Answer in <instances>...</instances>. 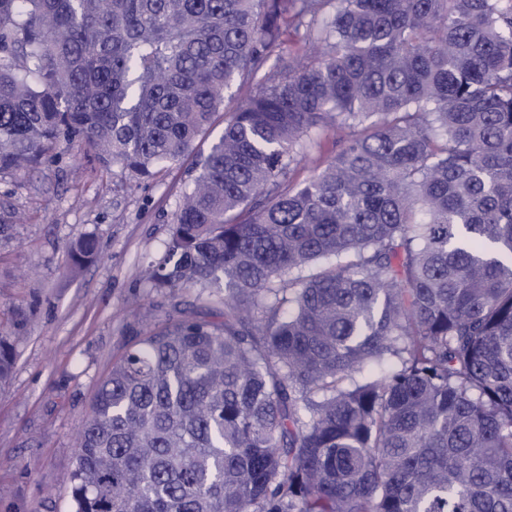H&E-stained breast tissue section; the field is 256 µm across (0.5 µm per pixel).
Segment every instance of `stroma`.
Masks as SVG:
<instances>
[{
	"instance_id": "stroma-1",
	"label": "stroma",
	"mask_w": 512,
	"mask_h": 512,
	"mask_svg": "<svg viewBox=\"0 0 512 512\" xmlns=\"http://www.w3.org/2000/svg\"><path fill=\"white\" fill-rule=\"evenodd\" d=\"M192 160L150 183L103 171L78 150L32 172L0 173V332L16 362L0 387V512H72L69 474L98 381L155 324L201 309L196 289L144 278L161 251ZM96 234L99 259L70 267L69 244Z\"/></svg>"
}]
</instances>
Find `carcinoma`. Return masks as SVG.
Returning <instances> with one entry per match:
<instances>
[{
    "mask_svg": "<svg viewBox=\"0 0 512 512\" xmlns=\"http://www.w3.org/2000/svg\"><path fill=\"white\" fill-rule=\"evenodd\" d=\"M63 144L195 156L148 282L208 304L99 383L73 512H512V0H0V173ZM336 136L324 134L320 138V146L312 148L306 158L290 173L289 185L299 188L317 175L326 165L327 161L336 154L338 146Z\"/></svg>",
    "mask_w": 512,
    "mask_h": 512,
    "instance_id": "cac0c4a2",
    "label": "carcinoma"
}]
</instances>
